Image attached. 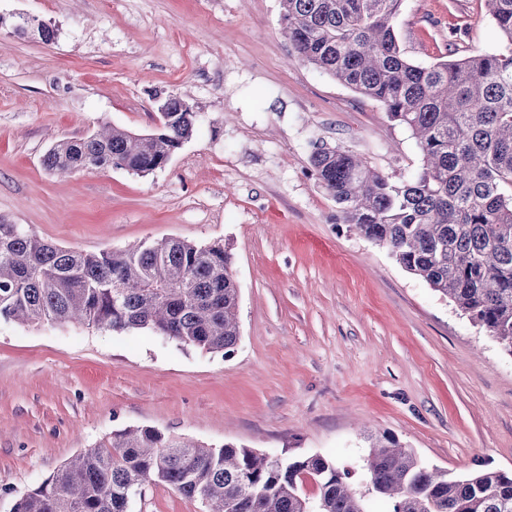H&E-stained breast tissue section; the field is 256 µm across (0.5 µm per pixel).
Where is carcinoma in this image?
<instances>
[{
    "label": "carcinoma",
    "instance_id": "cac0c4a2",
    "mask_svg": "<svg viewBox=\"0 0 512 512\" xmlns=\"http://www.w3.org/2000/svg\"><path fill=\"white\" fill-rule=\"evenodd\" d=\"M485 3L503 45L430 66L401 47L393 20L402 0H281V23L300 61L384 103L422 155L420 174L396 183L349 150L316 147L311 166L343 223L512 354V0ZM165 106L153 133L105 128L56 143L43 164L59 173H152L194 130L184 102L169 98ZM237 304L231 254L220 243L169 238L83 252L0 219V321L148 329L228 356L239 341ZM370 448L360 489L350 469L319 455L274 458L150 427L116 430L17 499L12 512H128L152 482L201 499L207 512H369L370 496L389 512H512L511 470L429 468L387 434Z\"/></svg>",
    "mask_w": 512,
    "mask_h": 512
}]
</instances>
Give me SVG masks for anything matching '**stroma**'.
I'll list each match as a JSON object with an SVG mask.
<instances>
[{"mask_svg": "<svg viewBox=\"0 0 512 512\" xmlns=\"http://www.w3.org/2000/svg\"><path fill=\"white\" fill-rule=\"evenodd\" d=\"M280 13L279 0H0V217L88 252L224 243L240 330L225 356L143 330L0 322V512L126 427L355 472L370 436L391 434L444 470H512V356L343 224L310 164L338 145L400 182L421 168L415 140L292 56ZM395 27L422 65L501 44L484 0H404ZM169 96L196 125L164 168L44 167L101 125L154 130ZM130 512L206 508L156 482Z\"/></svg>", "mask_w": 512, "mask_h": 512, "instance_id": "stroma-1", "label": "stroma"}]
</instances>
